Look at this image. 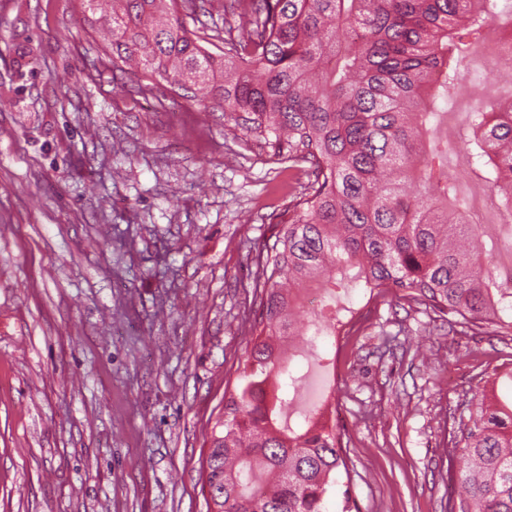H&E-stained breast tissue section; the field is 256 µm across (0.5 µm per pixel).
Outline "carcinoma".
Here are the masks:
<instances>
[{"label": "carcinoma", "instance_id": "cac0c4a2", "mask_svg": "<svg viewBox=\"0 0 512 512\" xmlns=\"http://www.w3.org/2000/svg\"><path fill=\"white\" fill-rule=\"evenodd\" d=\"M108 2L112 72L141 67L142 93L200 87L202 111L245 114L256 141L307 175L253 257L258 334L224 392L204 471L209 512H323L347 460L329 418L282 423L292 399L279 341L303 334L282 279L332 293L355 268L372 292L512 336V275L499 279L486 252L466 248L483 224L444 170L436 123L496 0H224V27L200 34L185 17L211 13L213 0ZM465 125L469 173L512 218V100L479 101ZM491 379L472 378L455 419L453 449L469 467L447 512H512V404Z\"/></svg>", "mask_w": 512, "mask_h": 512}]
</instances>
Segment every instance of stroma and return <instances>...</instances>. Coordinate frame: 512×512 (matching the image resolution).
<instances>
[{"mask_svg": "<svg viewBox=\"0 0 512 512\" xmlns=\"http://www.w3.org/2000/svg\"><path fill=\"white\" fill-rule=\"evenodd\" d=\"M79 0H0V512H207L201 464L253 342L251 256L285 168L234 120L93 62ZM343 343L339 512H441L470 379L512 393V338L387 294ZM291 418L333 348L295 337Z\"/></svg>", "mask_w": 512, "mask_h": 512, "instance_id": "stroma-1", "label": "stroma"}]
</instances>
